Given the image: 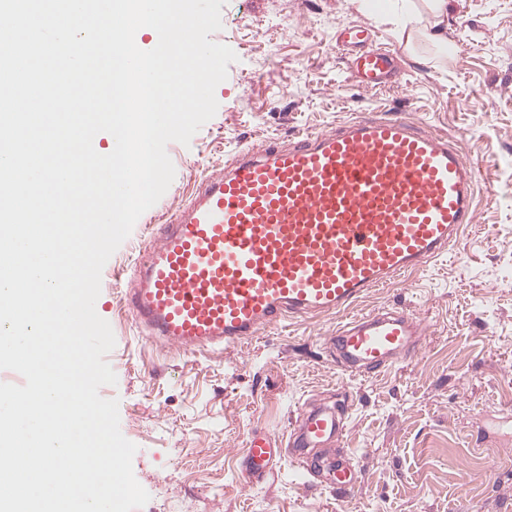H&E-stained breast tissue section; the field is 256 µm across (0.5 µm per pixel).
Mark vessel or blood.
I'll return each mask as SVG.
<instances>
[{
    "label": "vessel or blood",
    "mask_w": 512,
    "mask_h": 512,
    "mask_svg": "<svg viewBox=\"0 0 512 512\" xmlns=\"http://www.w3.org/2000/svg\"><path fill=\"white\" fill-rule=\"evenodd\" d=\"M366 41L365 27L353 25L341 45L361 86L377 90L395 56ZM477 179L446 134L386 113L242 147L201 178L143 249L126 302L147 336L183 352L226 349L291 318L347 311L329 339L333 360L344 370H385L417 352L420 326L402 308H355L370 289L454 247L462 225L475 221ZM348 410L302 408L281 440L253 430L245 482L273 476L287 457L339 498L352 494L357 471L329 451Z\"/></svg>",
    "instance_id": "1"
}]
</instances>
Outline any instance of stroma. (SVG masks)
I'll use <instances>...</instances> for the list:
<instances>
[{"instance_id": "obj_1", "label": "stroma", "mask_w": 512, "mask_h": 512, "mask_svg": "<svg viewBox=\"0 0 512 512\" xmlns=\"http://www.w3.org/2000/svg\"><path fill=\"white\" fill-rule=\"evenodd\" d=\"M386 0H227L211 41L237 60L215 91V116L189 145L169 143L175 177L102 271L97 312L115 347L120 430L138 451L142 512H512V480L488 465L512 456V0H448V45L391 33ZM362 23L395 54L388 87H358L337 43ZM422 121L454 138L478 170L477 216L456 247L396 284L370 290L364 311L403 307L423 329L418 352L379 373L341 371L325 338L345 314L291 319L233 349L185 354L151 341L124 304L133 261L156 242L208 168L241 146L327 131L369 112ZM349 395L335 444L360 476L338 499L282 461L257 484L240 475L248 434H281L299 407Z\"/></svg>"}]
</instances>
